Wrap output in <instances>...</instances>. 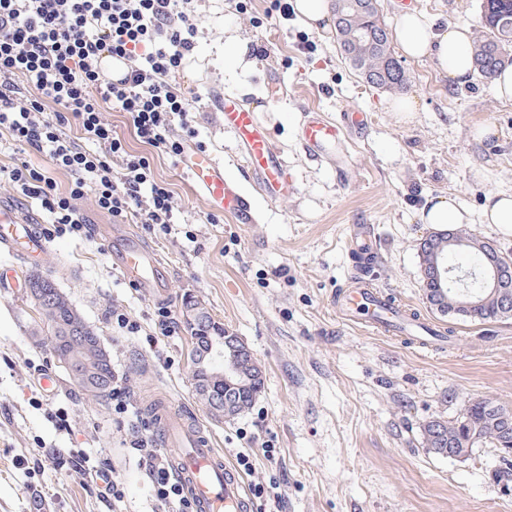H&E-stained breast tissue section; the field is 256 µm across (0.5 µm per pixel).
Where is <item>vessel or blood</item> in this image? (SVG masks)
Listing matches in <instances>:
<instances>
[{
    "label": "vessel or blood",
    "instance_id": "1",
    "mask_svg": "<svg viewBox=\"0 0 512 512\" xmlns=\"http://www.w3.org/2000/svg\"><path fill=\"white\" fill-rule=\"evenodd\" d=\"M99 66L115 84L126 82L131 69L126 58L102 52ZM214 102L224 116V128L236 139L248 165L245 175L256 181L266 199L292 197L297 183L277 147L272 132L251 104L230 94L218 93ZM364 122L359 112L342 113L332 120L321 112L308 111L301 128V142L311 157L335 164L345 171L343 142L349 129ZM180 167L191 178L196 193L217 212L232 213L241 223L252 220V208L242 189L228 176L215 155L196 149L184 151ZM108 251L132 287L148 297H165L166 273L159 256L130 233L126 225L110 224L105 233ZM0 243L21 246L31 254H42L45 238L37 227L21 222L15 207L0 202ZM336 314L345 322L373 328L379 334L403 331L411 345L425 346L430 324L420 313L391 293L358 279L336 292ZM162 444L175 447L170 466L190 498L195 512H257L242 473L214 448L198 419L173 407L163 394L146 409Z\"/></svg>",
    "mask_w": 512,
    "mask_h": 512
}]
</instances>
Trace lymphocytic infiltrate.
<instances>
[{
  "instance_id": "lymphocytic-infiltrate-1",
  "label": "lymphocytic infiltrate",
  "mask_w": 512,
  "mask_h": 512,
  "mask_svg": "<svg viewBox=\"0 0 512 512\" xmlns=\"http://www.w3.org/2000/svg\"><path fill=\"white\" fill-rule=\"evenodd\" d=\"M199 16L193 0H0V135L44 153L55 169L71 175L67 190L41 167L23 161L0 167V181L38 201L52 218L47 239L70 233L91 234L75 200L93 195L97 207L112 217L171 234L175 201L167 184L156 181L146 157L129 154L126 142L105 121V104L128 114L135 136L171 157L184 146L172 139L173 121L187 122L184 99L172 79L195 48ZM127 57L131 79L112 84L100 72L102 47ZM33 84L36 98L19 100L20 83ZM57 104L54 112L46 103ZM74 118L96 152L83 150L63 132ZM121 171H113V158ZM113 325L128 334H144L148 346L177 335L179 322L169 306L154 308L149 328H142L119 307ZM131 394L124 382L112 383V416L126 422L129 445L152 485L160 512H194L170 471L167 457L149 437L146 420L129 421Z\"/></svg>"
}]
</instances>
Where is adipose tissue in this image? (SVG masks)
I'll use <instances>...</instances> for the list:
<instances>
[{"label":"adipose tissue","mask_w":512,"mask_h":512,"mask_svg":"<svg viewBox=\"0 0 512 512\" xmlns=\"http://www.w3.org/2000/svg\"><path fill=\"white\" fill-rule=\"evenodd\" d=\"M396 42L406 56L435 55L441 71L454 82H465L473 73L472 37L466 28L452 26L436 34L423 14L412 11L402 15Z\"/></svg>","instance_id":"adipose-tissue-1"}]
</instances>
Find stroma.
Returning a JSON list of instances; mask_svg holds the SVG:
<instances>
[{
    "instance_id": "35a3bbf8",
    "label": "stroma",
    "mask_w": 512,
    "mask_h": 512,
    "mask_svg": "<svg viewBox=\"0 0 512 512\" xmlns=\"http://www.w3.org/2000/svg\"><path fill=\"white\" fill-rule=\"evenodd\" d=\"M409 6L437 34L481 26V0H378L379 17L395 29ZM196 7V47L175 88L197 130L194 145L221 157L240 180L253 199V222L213 213L175 159L133 136L125 113L104 116L128 152L148 157L154 179L174 193L180 233L136 229L168 266L167 303L178 312L185 296L195 297L250 349L264 388L242 415L215 420L194 390L187 331L161 342V362L140 337L113 327L112 306L145 326L155 301L128 285L99 235L56 238L38 262L0 245V270L13 274L0 285V512L157 510L138 457L112 420L111 401L89 400L51 353L26 293L34 271L53 279L96 329L135 408L168 394L225 452L244 448L242 429L273 440L274 460L257 457L248 480L276 474L286 512H512V482L495 474L497 448L481 444L450 459L429 452L423 436L426 422L460 419L471 400L512 408V318L478 324L431 314L454 331L443 349L431 350L349 326L334 304L358 270L346 241L362 226L377 240L378 254L364 267L374 285L430 314L418 244L433 227L421 220L423 206L443 196L476 214L487 196L512 193V102L499 101L480 76L458 85L434 59L404 57L402 94L416 112L403 121L387 109L390 92L364 82L345 60L334 27L307 29L296 14L281 16L276 0H198ZM229 27L264 46L266 56L247 69L225 62ZM274 77L285 87L275 104L267 90ZM216 90L257 105L298 184L295 196L272 203L243 180L246 158L210 103ZM311 108L334 118L347 109L369 116L348 138L345 174L303 149L300 125ZM485 124L496 133L482 139ZM44 369L54 375L52 386L42 382ZM59 410L68 429L54 419ZM75 453L84 467L72 463ZM102 468L124 487L120 505L99 494L95 472Z\"/></svg>"
}]
</instances>
